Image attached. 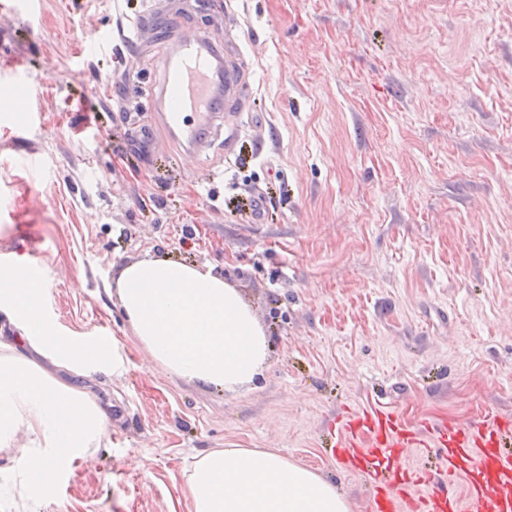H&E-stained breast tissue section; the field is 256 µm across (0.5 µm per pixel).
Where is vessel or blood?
Segmentation results:
<instances>
[{"mask_svg": "<svg viewBox=\"0 0 512 512\" xmlns=\"http://www.w3.org/2000/svg\"><path fill=\"white\" fill-rule=\"evenodd\" d=\"M168 19L172 37L148 92L154 121L183 153H201L219 137L232 152L238 131L224 129V110L241 99L239 75L225 67L210 30L188 32L177 14ZM414 452L435 458L436 468L411 465ZM328 454L366 485L365 512H512V418L492 409L474 421L414 425L383 406L348 409L330 425Z\"/></svg>", "mask_w": 512, "mask_h": 512, "instance_id": "b4317fda", "label": "vessel or blood"}]
</instances>
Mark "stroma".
Segmentation results:
<instances>
[{"instance_id":"stroma-1","label":"stroma","mask_w":512,"mask_h":512,"mask_svg":"<svg viewBox=\"0 0 512 512\" xmlns=\"http://www.w3.org/2000/svg\"><path fill=\"white\" fill-rule=\"evenodd\" d=\"M166 0L185 31L238 36L244 126L192 157L129 118L168 32L125 40L145 0H0V257L36 266L58 335L119 356L93 388L112 432L38 512H193L198 453L258 448L335 484L343 409L408 422L512 416V0ZM112 50L86 44L103 26ZM33 123L17 130V73ZM266 201L250 215V193ZM208 263L264 330L235 391L155 363L120 307V267Z\"/></svg>"}]
</instances>
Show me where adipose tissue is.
Instances as JSON below:
<instances>
[{"instance_id":"obj_1","label":"adipose tissue","mask_w":512,"mask_h":512,"mask_svg":"<svg viewBox=\"0 0 512 512\" xmlns=\"http://www.w3.org/2000/svg\"><path fill=\"white\" fill-rule=\"evenodd\" d=\"M116 288L135 335L163 368L229 391L261 369L263 330L212 267L148 254L120 268ZM43 294L37 278L0 275V312L15 331L12 342L0 341V453L20 482L24 512L52 497L112 426L90 386L100 355L54 334L42 319ZM189 491L193 512H348L334 484L261 449L200 454Z\"/></svg>"}]
</instances>
